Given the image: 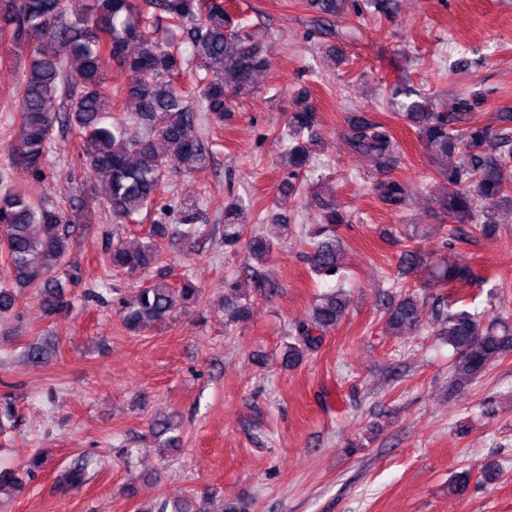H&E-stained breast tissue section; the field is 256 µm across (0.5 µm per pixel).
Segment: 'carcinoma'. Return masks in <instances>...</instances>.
Here are the masks:
<instances>
[{
  "label": "carcinoma",
  "mask_w": 512,
  "mask_h": 512,
  "mask_svg": "<svg viewBox=\"0 0 512 512\" xmlns=\"http://www.w3.org/2000/svg\"><path fill=\"white\" fill-rule=\"evenodd\" d=\"M7 42L25 57L23 76L15 89L19 112L17 135L8 145V164L25 170L30 179L45 177V156L55 130L70 129L80 139L81 157L88 173L108 183L106 206L117 224H135L144 214L163 213L161 200L166 181L174 172L191 173L206 167L210 157L202 139L192 130L205 122L224 126L235 109L237 90L267 69L269 47L256 40L250 22L231 14L224 0H0V42ZM190 72L193 85L179 80ZM398 101L401 116L436 159L456 158L438 173L448 191L438 207L454 224L448 236L463 233L461 225L485 236L496 230L492 213L483 201L496 198L512 204V114L505 126L493 129L469 122L462 103L454 112H437L425 96ZM316 112L305 104L290 113L284 133L291 143L282 155L288 175L297 179L310 170L312 154L304 140H312ZM351 149L365 155L376 170L388 172L401 165V148L393 133L365 112L348 116ZM375 196L389 205L406 203V189L398 181L378 180ZM320 223L308 232L305 254L310 273L334 285L323 293L306 322L292 328L287 359L295 363L317 348L321 335L345 317L349 298L344 289V241L336 225L344 218L328 208ZM246 200L237 195L218 205L222 214L224 248L240 254L251 270L252 284L240 277L224 278V294L217 316L224 327L243 321L250 313V287L265 285L257 264L268 260L275 241L286 235L289 219L281 213L266 217L268 232L242 239L238 216ZM77 211L70 212L35 199L23 186L0 194V245L6 247V276L0 285V314L16 310L20 297L31 290L50 314L68 311L64 284L75 285L81 269L67 263L75 234ZM201 196L186 192L175 224L157 219L148 241L129 249L107 250V263L115 274H146L159 259L156 241L176 236L194 247L204 234ZM433 288L467 277V272L439 258L425 266ZM202 290L188 275L176 284L166 277L152 279L130 295L112 289V307L132 334L146 326L172 320L196 306ZM420 300L406 294L386 311L390 329L418 323ZM434 335L457 354L451 383L457 386L479 376L489 363L512 353V326L497 316L499 329L479 331L484 313L452 306L435 295ZM177 427L161 422L156 437L171 449ZM91 461L78 458L58 476L64 489L77 488L89 479ZM22 488L12 471L0 469V495Z\"/></svg>",
  "instance_id": "cac0c4a2"
}]
</instances>
